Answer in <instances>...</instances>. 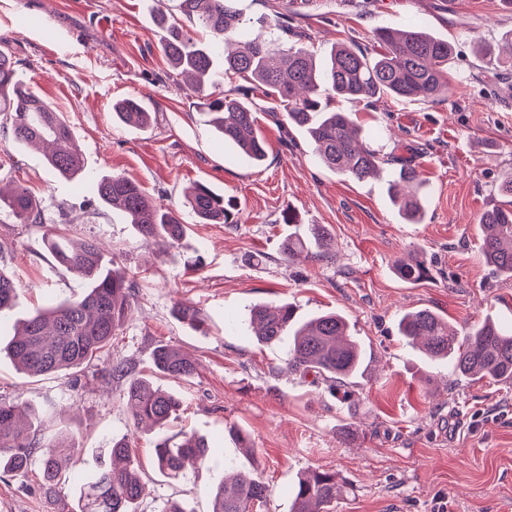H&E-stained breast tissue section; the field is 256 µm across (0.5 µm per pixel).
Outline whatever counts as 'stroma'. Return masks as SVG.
<instances>
[{"label":"stroma","mask_w":512,"mask_h":512,"mask_svg":"<svg viewBox=\"0 0 512 512\" xmlns=\"http://www.w3.org/2000/svg\"><path fill=\"white\" fill-rule=\"evenodd\" d=\"M248 17L281 13L311 35L319 55L347 43L374 51L376 28L415 23L455 47L451 92L399 102L382 98L351 107L367 143L387 162L379 176L354 181L319 164L312 145L283 113L261 111L267 144L262 166L224 144L210 116L176 80L158 48L146 0H0V37L19 77L69 122L86 170L121 173L162 207L182 210L196 183L230 198L235 224L188 226L182 246L145 244L134 225L93 203L81 179L52 171L40 150L16 145L0 121V184H22L38 197L42 221L22 224L0 212V266L19 288L0 341L34 308L79 295V279L50 256L45 238H93L134 280L133 314L112 346L79 376L30 378L0 357V396L35 408L46 435L74 438L67 481L42 488L38 464L25 476L0 473V512H75V488L96 470L113 439L131 453L148 488L138 512L178 502L210 512L225 463L262 472L272 492L253 512H288L301 473L334 472L340 495L333 512H512V383L461 378L447 362L407 345L398 321L428 307L458 330L484 317L512 322V283L479 251L483 211L499 203L512 175V60L500 56L512 31L504 0H241ZM134 95L152 113L136 130L112 117L114 99ZM427 188L423 221L409 224L391 200L399 145ZM298 221L287 224L285 213ZM331 235V259L291 263L281 254L288 234L311 225ZM424 253L431 277L401 280L397 260ZM201 309L205 330L179 320L177 303ZM292 303L298 317L344 316L364 350L340 403L327 384L285 367L281 347L250 335L248 305ZM174 344L196 358L193 377L154 374L152 354ZM125 362L136 375L176 393L183 411L166 434L204 437L208 456L186 476L170 479L154 463L157 436L133 426L123 385L111 375ZM240 430L250 442L242 448Z\"/></svg>","instance_id":"obj_1"}]
</instances>
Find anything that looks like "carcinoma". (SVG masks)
<instances>
[{
	"label": "carcinoma",
	"mask_w": 512,
	"mask_h": 512,
	"mask_svg": "<svg viewBox=\"0 0 512 512\" xmlns=\"http://www.w3.org/2000/svg\"><path fill=\"white\" fill-rule=\"evenodd\" d=\"M148 2L153 23L161 31L162 53L173 73L201 99L200 108L215 115L214 126L224 141L254 164L266 156L255 119L253 96L257 89L279 104L289 125L306 132L323 165L356 181L374 175L384 159L362 142V130L352 113L330 108L331 101L342 98L357 104L381 96L397 101L416 96L434 99L450 91L447 74L454 46L414 24L402 30L378 29V49L372 55L354 45L339 44L319 62L304 44L306 35L283 48L288 24L279 15L257 19L262 33L248 38L249 20L238 7L239 0H178L190 26L209 33L205 42L169 22L161 0ZM218 65L235 86L212 99L206 94L205 81ZM112 112L134 129H143L152 120L151 112L134 95L116 100ZM0 118L10 123L17 144L42 147L54 171L66 177H85L83 156L64 115L17 77L12 58L2 50ZM396 182L414 189L412 195L396 199L400 212L414 223L421 221L425 196L411 162L401 163ZM89 186L96 202L126 215L146 242L162 237L175 247L183 240L186 228L180 214L155 205L126 176L116 173L91 178ZM498 192L511 201L507 208L495 207L480 216L481 248L485 261L504 280L512 281V178L502 181ZM186 206L200 224L237 223L231 200L206 185H195L186 197ZM1 209L22 224L39 219V200L23 185L7 194L0 191ZM46 247L59 265L80 278L85 292L35 312L15 329L9 356L33 377L84 370L111 344L114 332L132 312L133 280L99 241L86 239L71 246L55 234L47 238ZM331 249L332 238L319 224L311 226L310 236L290 234L282 243V255L291 262L302 257L326 260ZM395 270L410 283L424 280L430 273L423 257L399 263ZM18 287L15 275L0 267V320L10 313ZM175 312L189 325L203 326L194 305L180 303ZM248 324L257 343L284 345L288 369L320 377L334 393L345 392L362 364L361 347L346 334L348 324L336 312L300 322L289 303L277 307L254 304L248 309ZM398 327L406 343L421 345L432 359L448 360L465 378L489 384L512 382V329L486 319L461 335L429 308L404 314ZM153 364L158 373L179 379L192 377L196 370L195 361L167 343L156 346ZM112 376L125 382V397L136 426L162 433L180 411L178 397L136 376L125 363L113 364ZM37 423L35 410L0 398V473H25L37 454L42 486L53 490L61 482L63 452L74 444L63 434L36 439ZM131 448L126 438L112 440L108 449L112 465L77 487L78 512H136L147 487ZM207 453L208 442L202 437L185 435L178 443L162 437L155 445L156 466L177 479L203 464ZM270 493L260 472L238 470L231 481L214 490L211 512H253ZM337 494L336 473L309 470L292 490L290 512H330Z\"/></svg>",
	"instance_id": "carcinoma-1"
}]
</instances>
